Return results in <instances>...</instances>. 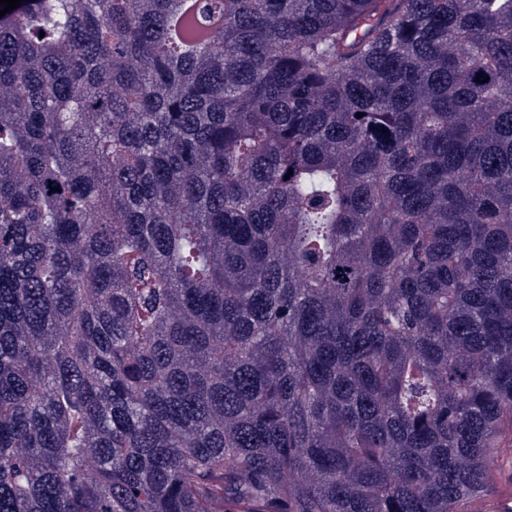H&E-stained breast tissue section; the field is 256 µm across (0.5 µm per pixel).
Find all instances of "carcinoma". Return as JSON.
<instances>
[{"label": "carcinoma", "instance_id": "cac0c4a2", "mask_svg": "<svg viewBox=\"0 0 512 512\" xmlns=\"http://www.w3.org/2000/svg\"><path fill=\"white\" fill-rule=\"evenodd\" d=\"M213 2L0 17V512H464L512 431V0L197 39Z\"/></svg>", "mask_w": 512, "mask_h": 512}]
</instances>
